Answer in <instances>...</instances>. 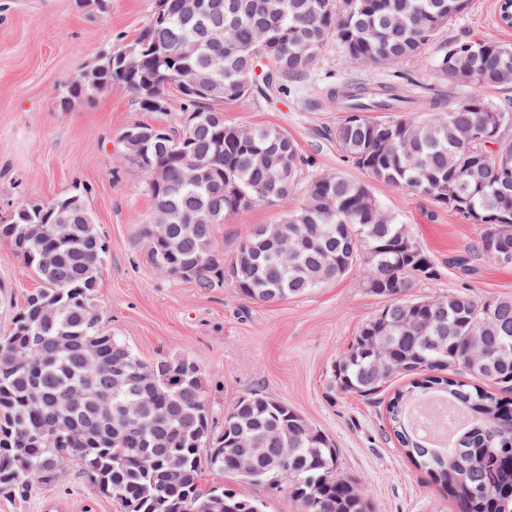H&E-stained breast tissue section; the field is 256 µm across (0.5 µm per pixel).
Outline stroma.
<instances>
[{
	"mask_svg": "<svg viewBox=\"0 0 512 512\" xmlns=\"http://www.w3.org/2000/svg\"><path fill=\"white\" fill-rule=\"evenodd\" d=\"M497 0H470L449 21L441 40L484 38L512 44V28L497 20ZM156 0H110L106 12L76 0H0V223L21 201H49L82 191L105 243L96 297L106 331L145 361L185 356L200 367L215 425L243 395L260 390L295 408L324 431L339 450V468L365 486L373 512H458L454 500L415 468L390 437L384 405L332 387L331 369L360 325L382 305L357 267L308 295L276 305L241 297L231 282L204 290L192 281L159 273L141 233L151 223L153 203L144 172L122 157L119 135L134 123L159 121L140 109L121 84L69 112L58 108L60 88L92 66L99 55L126 47L152 18ZM427 47L413 63L377 68L346 64L336 42H327L311 72L290 82L286 95L253 98L224 107L228 123L282 129L311 163L307 176L341 173L367 182L380 207L405 224L417 244L438 264L433 280H415L414 298L466 290L478 297L512 295V266L472 258L455 259L477 238L475 225L409 189L368 180L346 162L331 133L341 110L323 103L320 89L331 77L371 84L400 72L414 78L415 91L435 89ZM303 191L276 205H257L226 216L215 246L232 261L248 229L276 223L304 201ZM39 282L0 240V335L26 295ZM237 492L261 500L264 512H302L287 491L224 480ZM121 512L68 465L54 484L27 496L0 493V512Z\"/></svg>",
	"mask_w": 512,
	"mask_h": 512,
	"instance_id": "obj_1",
	"label": "stroma"
}]
</instances>
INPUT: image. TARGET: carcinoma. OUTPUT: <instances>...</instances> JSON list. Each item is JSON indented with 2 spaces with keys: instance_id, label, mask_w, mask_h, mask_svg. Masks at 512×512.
I'll list each match as a JSON object with an SVG mask.
<instances>
[{
  "instance_id": "cac0c4a2",
  "label": "carcinoma",
  "mask_w": 512,
  "mask_h": 512,
  "mask_svg": "<svg viewBox=\"0 0 512 512\" xmlns=\"http://www.w3.org/2000/svg\"><path fill=\"white\" fill-rule=\"evenodd\" d=\"M469 0H197L193 13L185 0H157L150 22L135 42L144 50L141 74L129 79L112 65L116 51L65 85L58 106L68 112L92 96L123 84L140 108H156L147 90L181 102L180 130L161 123H134L119 136L123 158L140 154L169 169L162 189L147 181L154 208L172 213L164 231L175 251L160 272L194 282L201 289L228 275L237 293L255 302L277 304L335 280L356 265L366 285L384 300L359 327L348 349L333 364L334 388L376 400L397 374L409 382L393 391L385 413L406 457L459 505L461 512H512V296L477 298L456 291L437 298L407 297L416 279L439 275L434 259L408 229L384 212L367 184L339 173L303 181L308 167L287 132L257 126L243 135L224 121V105L253 94L254 63L264 64L272 84L308 74L329 41L343 49L348 64L406 63L437 46L433 70L450 88L468 94L444 110L431 108L419 118L407 109L418 103L402 82L370 85L330 82L326 99L342 106L345 118L332 135L347 162L374 181L409 188L448 208L479 230L474 244L455 262L472 254L498 263L487 248L498 237L512 250V112L486 91L512 85V45L492 40L438 41L448 21L463 14ZM195 38L199 54L179 57L181 42ZM190 67L206 76L205 94L178 86V70ZM396 110L390 118L372 112ZM497 119L492 139H484L488 118ZM159 129L156 139L132 141L126 133ZM209 171L208 179H180L182 153ZM305 185L306 200L275 224L256 225L242 239L224 271L215 253L214 227L224 216L257 204L273 206ZM76 200L69 214L73 237L51 234L57 205ZM39 279L0 337V489L24 495L56 480V469L75 462L93 486L124 512H242L253 498L218 482L200 486L202 471L256 479L240 470L242 449H266L252 461L264 482H281L306 505L304 512H372L359 484L338 472V449L327 434L309 432V422L293 407L262 391L232 406L235 421L211 426L199 366L184 357L146 362L101 326L95 292L104 244L84 204L73 192L52 201L19 204L0 224V240ZM58 254L49 268L42 252ZM58 315L42 319L39 305ZM130 360L128 388L113 389L107 366ZM464 370L470 381L453 378ZM87 385L90 400L79 411L62 405V394ZM444 395L465 417L457 426L444 418L451 444L421 440L408 416L419 399ZM152 427L146 437L141 422ZM176 454L184 468L167 469Z\"/></svg>"
}]
</instances>
